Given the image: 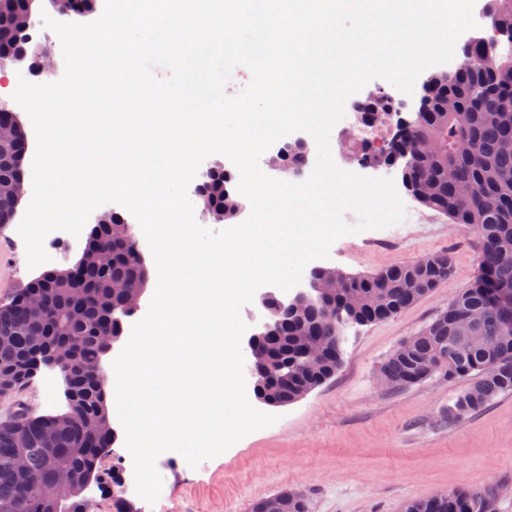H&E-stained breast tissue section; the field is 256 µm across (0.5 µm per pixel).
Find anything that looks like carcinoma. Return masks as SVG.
Instances as JSON below:
<instances>
[{"label": "carcinoma", "instance_id": "carcinoma-1", "mask_svg": "<svg viewBox=\"0 0 512 512\" xmlns=\"http://www.w3.org/2000/svg\"><path fill=\"white\" fill-rule=\"evenodd\" d=\"M38 0H0V65L29 61L33 67L45 51L31 44L26 31L34 21ZM58 11L84 15L97 0H49ZM483 14L492 35L474 38L461 47L451 70L433 73L425 82L427 106L395 137L385 116L396 113L393 97L380 89L357 100L353 110L362 122L385 129L374 138L347 137L349 158L375 166L404 162L402 181L421 204L448 216L454 224L474 230L480 240L482 268L502 286L512 287V0H486ZM509 51L499 56L500 38ZM28 138L17 113L0 105V226L13 222L24 196ZM306 149L292 145L273 155V167L299 169ZM202 204L217 221L242 212V197L231 187L224 167L205 175ZM84 251L94 260L53 269L28 283L0 305V372L13 377L0 390L14 389L31 378L36 358L54 345L70 346L60 365L68 410L33 415L18 406L0 422V512H91L83 493L70 494L54 484L62 468L83 482L93 476L112 500V512H130L121 496L122 475L101 469L109 447L97 415L108 413L99 376L107 355L102 337L122 339L129 302L144 293L149 271L133 225L122 214H102L92 227ZM451 263L440 254L400 262L371 275H347L315 267L310 279L325 288L307 293L294 309L274 295L268 316L275 327L258 342V355L269 386L264 397L274 402L299 400L305 386L314 389L341 368L342 340L352 324L393 317L424 298L448 279ZM474 315L483 341L471 344L456 330L457 316ZM325 344L324 363L306 364V339ZM393 386L417 384L436 373L466 378L467 387L448 405V423L460 422L501 394L512 392V333L501 329L498 314L486 301L481 281L460 291L421 332L403 342L383 364ZM25 455L29 471L44 482L28 488L14 476L11 461ZM405 512H487L485 495L453 490L410 502Z\"/></svg>", "mask_w": 512, "mask_h": 512}]
</instances>
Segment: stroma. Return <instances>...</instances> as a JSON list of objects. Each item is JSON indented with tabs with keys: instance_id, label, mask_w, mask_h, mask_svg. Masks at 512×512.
I'll list each match as a JSON object with an SVG mask.
<instances>
[{
	"instance_id": "35a3bbf8",
	"label": "stroma",
	"mask_w": 512,
	"mask_h": 512,
	"mask_svg": "<svg viewBox=\"0 0 512 512\" xmlns=\"http://www.w3.org/2000/svg\"><path fill=\"white\" fill-rule=\"evenodd\" d=\"M375 175L393 180L409 213L396 225L339 237L318 266L370 274L445 253L452 262L448 280L395 317L348 327L340 370L298 401L276 407L274 424L195 468L178 452H165L154 504L134 493L133 469L122 462L125 441L117 439L101 466L122 470L137 512H251L256 500L286 489L307 495L310 512H405L412 500L460 488L487 494L489 512H512V393L451 424L443 413L465 380L438 373L402 388L378 381L389 355L473 284L481 254L476 234L415 200L397 170ZM85 244V236L51 232L44 240L49 262L31 269L19 233L0 227V304L42 271L75 264ZM20 400L34 415L65 412L59 369L41 368L21 391L0 394V417Z\"/></svg>"
}]
</instances>
